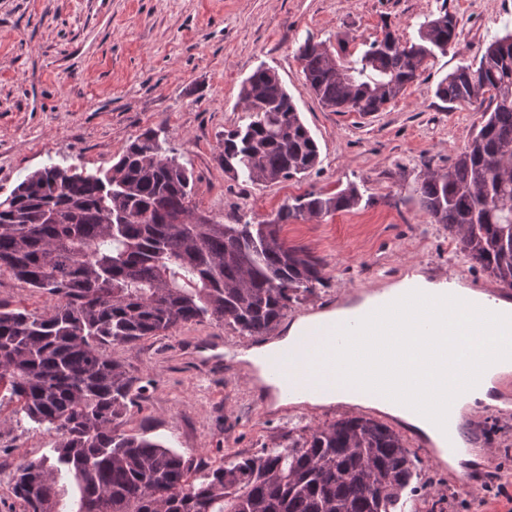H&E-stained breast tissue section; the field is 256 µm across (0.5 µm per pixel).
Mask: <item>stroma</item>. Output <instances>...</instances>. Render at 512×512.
I'll return each mask as SVG.
<instances>
[{"mask_svg": "<svg viewBox=\"0 0 512 512\" xmlns=\"http://www.w3.org/2000/svg\"><path fill=\"white\" fill-rule=\"evenodd\" d=\"M443 7L459 20L456 47L431 59L385 110L334 112L309 90L296 57L305 39L333 45L346 36L353 51L379 37L386 20L412 39ZM509 26L512 0H0V195L52 163L108 170L132 139L153 128L193 171L197 213L224 224L242 216L262 221L295 196L333 193L350 182L370 197L367 206L282 226L288 246L323 259L325 270L279 329L346 292L361 295L412 274L452 278L512 301V288L471 262L412 191L416 173L447 171L483 122L477 106L437 98L438 82ZM261 65L278 72L319 143L321 163L303 177L254 182L225 173L220 162L225 130L248 120L238 105L240 85ZM0 304L48 313L56 299L5 274ZM203 336L241 339L207 321L112 348L142 388L127 430L206 468L356 416L353 408L261 404L231 373L202 379L182 349ZM500 389L509 406L482 410L479 425L492 453L477 460L512 482V384ZM14 409L0 403V512H24L12 492L17 466L58 442ZM376 418L415 457L420 489L404 494L401 512H426L433 500L442 512H505L470 493L454 467L428 464L402 421L381 412Z\"/></svg>", "mask_w": 512, "mask_h": 512, "instance_id": "35a3bbf8", "label": "stroma"}]
</instances>
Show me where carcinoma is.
Segmentation results:
<instances>
[{
  "instance_id": "obj_1",
  "label": "carcinoma",
  "mask_w": 512,
  "mask_h": 512,
  "mask_svg": "<svg viewBox=\"0 0 512 512\" xmlns=\"http://www.w3.org/2000/svg\"><path fill=\"white\" fill-rule=\"evenodd\" d=\"M383 37L345 56L307 39L297 59L309 88L335 112L369 115L403 95L428 60L456 44L444 9L405 40ZM452 103L485 107L484 122L445 173L416 175L413 194L466 257L512 288V30L437 85ZM250 121L224 133V171L272 183L320 164L317 141L275 70L241 84ZM147 129L95 174L51 164L0 196V274L57 298L49 314L0 304V384L18 412L59 435L51 455L17 468L27 512H59L72 485L76 512H395L416 469L402 439L366 416L341 419L236 456L196 482L189 459L120 430L138 396L107 349L133 347L190 323L266 336L323 279L322 259L288 246L280 226L358 208L359 187L309 192L269 220L200 217L194 175ZM183 216V222L173 218Z\"/></svg>"
}]
</instances>
